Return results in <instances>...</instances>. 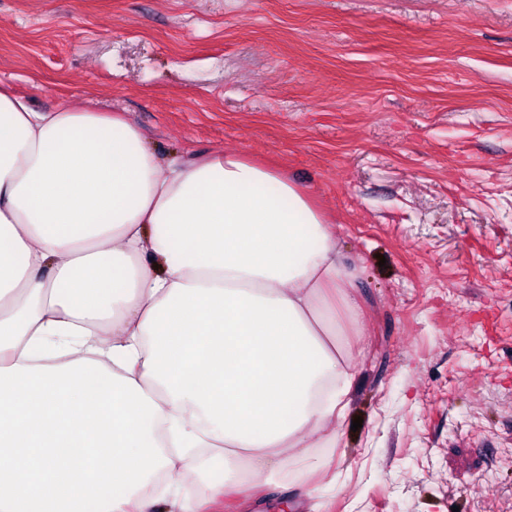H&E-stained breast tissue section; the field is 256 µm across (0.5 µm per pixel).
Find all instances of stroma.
Masks as SVG:
<instances>
[{"mask_svg": "<svg viewBox=\"0 0 512 512\" xmlns=\"http://www.w3.org/2000/svg\"><path fill=\"white\" fill-rule=\"evenodd\" d=\"M0 82L328 216L357 376L294 512H512V0H0Z\"/></svg>", "mask_w": 512, "mask_h": 512, "instance_id": "35a3bbf8", "label": "stroma"}]
</instances>
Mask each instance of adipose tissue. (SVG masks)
Returning <instances> with one entry per match:
<instances>
[{"label": "adipose tissue", "instance_id": "adipose-tissue-1", "mask_svg": "<svg viewBox=\"0 0 512 512\" xmlns=\"http://www.w3.org/2000/svg\"><path fill=\"white\" fill-rule=\"evenodd\" d=\"M360 310L308 192L240 154L161 165L140 129L0 85V368L97 360L159 406L166 458L213 449L211 499L335 447ZM140 488L115 512H201Z\"/></svg>", "mask_w": 512, "mask_h": 512}]
</instances>
